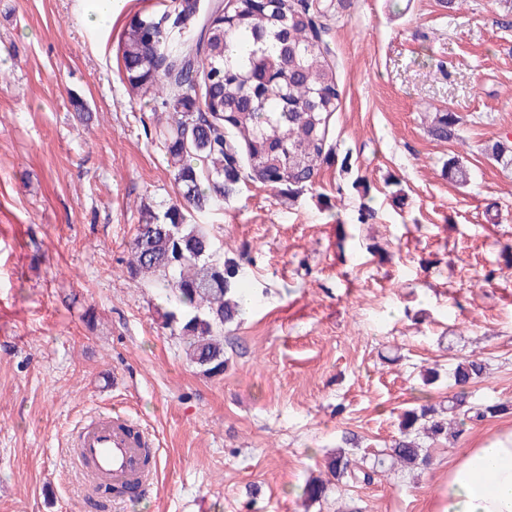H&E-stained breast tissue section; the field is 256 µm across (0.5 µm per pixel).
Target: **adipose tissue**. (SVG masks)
I'll use <instances>...</instances> for the list:
<instances>
[{
    "mask_svg": "<svg viewBox=\"0 0 512 512\" xmlns=\"http://www.w3.org/2000/svg\"><path fill=\"white\" fill-rule=\"evenodd\" d=\"M435 512H512V428L479 439L453 461Z\"/></svg>",
    "mask_w": 512,
    "mask_h": 512,
    "instance_id": "obj_1",
    "label": "adipose tissue"
}]
</instances>
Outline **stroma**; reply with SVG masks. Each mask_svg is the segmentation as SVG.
I'll return each instance as SVG.
<instances>
[{
    "mask_svg": "<svg viewBox=\"0 0 512 512\" xmlns=\"http://www.w3.org/2000/svg\"><path fill=\"white\" fill-rule=\"evenodd\" d=\"M90 7L0 0V512H88L67 443L111 410L151 432L159 483L104 512H432L452 460L512 413L426 441L425 468L302 489L344 435L362 470L404 410L447 405L468 355L487 365L470 402L512 403V166L487 153L512 146V9L345 0L326 35L335 164L297 199L249 183L192 217L225 256L251 251V304L209 377L126 270L142 207L178 187L121 40L174 2L125 0L104 28ZM448 111L460 137L434 140Z\"/></svg>",
    "mask_w": 512,
    "mask_h": 512,
    "instance_id": "1",
    "label": "stroma"
}]
</instances>
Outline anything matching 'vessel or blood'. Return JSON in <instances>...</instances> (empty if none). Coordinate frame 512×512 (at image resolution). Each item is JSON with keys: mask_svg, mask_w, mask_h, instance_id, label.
<instances>
[{"mask_svg": "<svg viewBox=\"0 0 512 512\" xmlns=\"http://www.w3.org/2000/svg\"><path fill=\"white\" fill-rule=\"evenodd\" d=\"M75 463L91 485L150 487L153 468L146 462L150 435L122 413L99 415L71 436Z\"/></svg>", "mask_w": 512, "mask_h": 512, "instance_id": "obj_1", "label": "vessel or blood"}]
</instances>
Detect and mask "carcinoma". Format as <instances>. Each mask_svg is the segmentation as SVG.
Returning <instances> with one entry per match:
<instances>
[{"label": "carcinoma", "mask_w": 512, "mask_h": 512, "mask_svg": "<svg viewBox=\"0 0 512 512\" xmlns=\"http://www.w3.org/2000/svg\"><path fill=\"white\" fill-rule=\"evenodd\" d=\"M342 0H235L217 3L199 17V0H177L169 22L136 19L121 52L128 81L142 96L160 84V105L170 121L152 141L173 169L179 197L161 213L142 210L149 235L129 244L130 276L154 277L169 308L164 325L187 340L192 364L210 376L224 374V326L243 311V266L215 247L203 224L188 217L224 207L248 181L297 196L330 161L329 119L340 90L324 36ZM460 117L441 112L430 127L441 141L458 138ZM485 364L459 363L451 376L464 386L483 377ZM506 402L471 404L465 392L448 400L454 419L484 420L511 409ZM441 410L422 404L401 414L400 434L374 454L370 481L396 464L425 466L421 436L445 433ZM325 467L340 481L352 474L349 452L339 448ZM327 481L312 478L305 499L325 498Z\"/></svg>", "instance_id": "carcinoma-1"}]
</instances>
